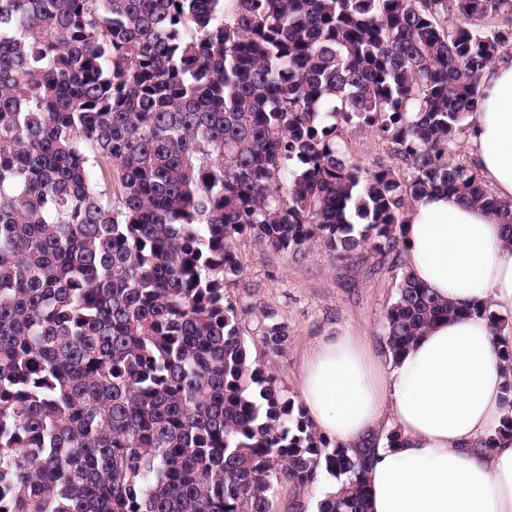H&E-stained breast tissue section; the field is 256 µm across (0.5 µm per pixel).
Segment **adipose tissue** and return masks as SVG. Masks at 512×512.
I'll return each mask as SVG.
<instances>
[{
  "label": "adipose tissue",
  "instance_id": "adipose-tissue-1",
  "mask_svg": "<svg viewBox=\"0 0 512 512\" xmlns=\"http://www.w3.org/2000/svg\"><path fill=\"white\" fill-rule=\"evenodd\" d=\"M480 88L467 137L508 209L433 193L401 228L410 275L466 316L437 321L387 364L369 337L321 340L304 372L302 396L322 435L355 447L391 424L401 438L368 463V512H512V440L481 447L506 412L497 347L512 340V57L488 65Z\"/></svg>",
  "mask_w": 512,
  "mask_h": 512
}]
</instances>
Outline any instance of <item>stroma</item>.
Here are the masks:
<instances>
[{
	"label": "stroma",
	"instance_id": "obj_1",
	"mask_svg": "<svg viewBox=\"0 0 512 512\" xmlns=\"http://www.w3.org/2000/svg\"><path fill=\"white\" fill-rule=\"evenodd\" d=\"M348 153L363 167L394 165L389 147L368 128L344 129ZM240 271L227 294L240 315V327L250 355L264 364L284 395L301 402V380L308 354L327 336L352 334L383 341V320L394 301L401 270L381 264L368 251L346 263L321 246L305 256L261 252L251 239L237 246ZM288 330V340L276 354L267 352L262 331L269 322ZM331 481L319 473L308 485H278L273 512H318Z\"/></svg>",
	"mask_w": 512,
	"mask_h": 512
}]
</instances>
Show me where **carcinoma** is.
Returning <instances> with one entry per match:
<instances>
[{
	"instance_id": "1",
	"label": "carcinoma",
	"mask_w": 512,
	"mask_h": 512,
	"mask_svg": "<svg viewBox=\"0 0 512 512\" xmlns=\"http://www.w3.org/2000/svg\"><path fill=\"white\" fill-rule=\"evenodd\" d=\"M453 14L458 22L443 20ZM512 0H0V512H366L376 448H342L250 358L237 239L398 266L406 200L497 209L454 160ZM397 167L362 168L344 129ZM470 314L404 273L395 357ZM263 339L279 352L280 323ZM507 412L485 440L512 439ZM343 138L348 153L364 168L377 164L395 167L389 147L370 128L349 127L344 129ZM336 481L322 471L317 479L308 485L282 483L276 486L272 512H318L326 496L328 484Z\"/></svg>"
}]
</instances>
